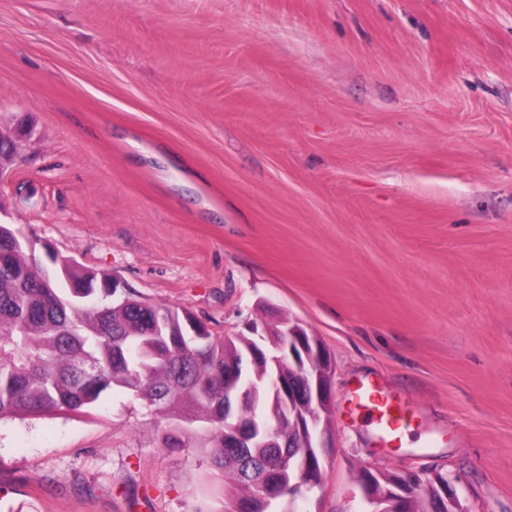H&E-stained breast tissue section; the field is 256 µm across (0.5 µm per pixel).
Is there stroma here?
Instances as JSON below:
<instances>
[{"instance_id": "obj_1", "label": "stroma", "mask_w": 512, "mask_h": 512, "mask_svg": "<svg viewBox=\"0 0 512 512\" xmlns=\"http://www.w3.org/2000/svg\"><path fill=\"white\" fill-rule=\"evenodd\" d=\"M19 127L0 222L36 256L327 347L335 449L296 512H362L364 465L512 512V0H0ZM162 433L123 389L2 419L0 512H229L206 449ZM351 402L355 407L371 414L385 443L398 437L403 426L401 408L378 385L359 383L351 392Z\"/></svg>"}]
</instances>
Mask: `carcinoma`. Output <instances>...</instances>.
Returning a JSON list of instances; mask_svg holds the SVG:
<instances>
[{
    "mask_svg": "<svg viewBox=\"0 0 512 512\" xmlns=\"http://www.w3.org/2000/svg\"><path fill=\"white\" fill-rule=\"evenodd\" d=\"M20 234L0 226V419L57 412L79 413L98 406L115 388L133 393L150 412L170 420L163 443L183 447V437L209 449L211 464L230 480L236 496L232 512H269L262 485L288 502V484L303 458L322 463V452L299 431L282 433L278 447L248 449L262 468L244 473L224 456V367L234 363L267 376L263 356L244 358L256 346L248 336H214L196 322L201 335H189L186 311L154 303L135 293L115 307L108 296V275L82 264L63 276L57 257L43 264L30 244H14ZM166 336H149L155 319ZM245 411L274 422L282 412L275 385H261ZM371 487L373 507L390 512L402 498L404 512H459L448 496V474L421 473L409 487L399 472L367 468L361 487Z\"/></svg>",
    "mask_w": 512,
    "mask_h": 512,
    "instance_id": "cac0c4a2",
    "label": "carcinoma"
}]
</instances>
